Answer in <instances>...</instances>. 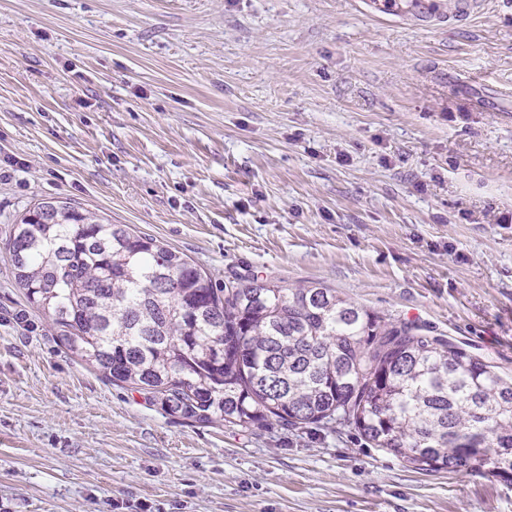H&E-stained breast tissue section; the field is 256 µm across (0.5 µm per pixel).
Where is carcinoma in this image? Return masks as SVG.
Returning <instances> with one entry per match:
<instances>
[{
	"instance_id": "carcinoma-1",
	"label": "carcinoma",
	"mask_w": 512,
	"mask_h": 512,
	"mask_svg": "<svg viewBox=\"0 0 512 512\" xmlns=\"http://www.w3.org/2000/svg\"><path fill=\"white\" fill-rule=\"evenodd\" d=\"M9 262L60 346L170 416L351 426L415 471L512 482V380L332 288L218 284L131 225L55 201L15 225Z\"/></svg>"
}]
</instances>
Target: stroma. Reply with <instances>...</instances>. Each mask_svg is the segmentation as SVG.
Here are the masks:
<instances>
[{"label": "stroma", "instance_id": "stroma-1", "mask_svg": "<svg viewBox=\"0 0 512 512\" xmlns=\"http://www.w3.org/2000/svg\"><path fill=\"white\" fill-rule=\"evenodd\" d=\"M437 2L0 0V512H512V483L350 428L165 415L59 346L8 262L65 201L512 377V0ZM420 1V0H419ZM367 11L373 13H380L385 15H410L416 21L427 22L429 19L435 17V7L432 1H420V7L414 9L410 13L400 10L397 5L387 0H360Z\"/></svg>", "mask_w": 512, "mask_h": 512}]
</instances>
